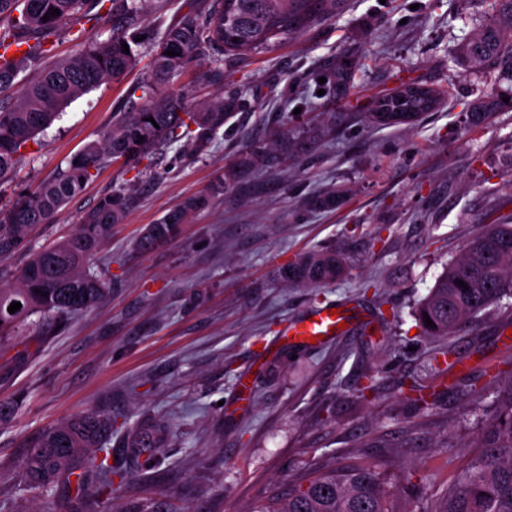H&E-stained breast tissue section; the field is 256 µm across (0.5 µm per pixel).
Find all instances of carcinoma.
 Returning <instances> with one entry per match:
<instances>
[{
	"label": "carcinoma",
	"mask_w": 512,
	"mask_h": 512,
	"mask_svg": "<svg viewBox=\"0 0 512 512\" xmlns=\"http://www.w3.org/2000/svg\"><path fill=\"white\" fill-rule=\"evenodd\" d=\"M490 19L466 43L463 52L469 63L487 72L512 74V0H481ZM89 0H0V43L7 39L32 43L19 58L34 64L42 55L39 38L53 34L66 20L82 14ZM60 14L43 21L48 9ZM336 0H211L201 9L189 8L169 29L156 52L153 75L138 89L146 104L137 112H118L104 139L92 142L69 161L68 167L42 184L27 200L0 209V258L28 252L20 270L8 286L0 287V351L14 346L16 337L40 320L45 336L65 317L89 311L102 303L110 288L87 266L89 257L107 241L112 225L119 223L129 199L121 191L103 195L93 209L79 219L70 235L40 250L28 248L30 232L49 222L92 177L89 169L115 162L139 163L163 146L184 142L196 154L208 151L212 139L224 128L237 108V99L223 96L199 109L188 107L181 98L154 97L159 81L173 79L207 47L218 46L229 56L260 53L280 44L319 17L330 15ZM137 0H111L112 16L132 17ZM135 44V35L114 29L100 42L84 44L68 61L42 71L40 79L26 86L8 108L0 106V178L23 156L34 136L49 126L60 108L105 79H117L137 62L134 50L124 52L121 43ZM178 55L168 56L166 52ZM439 104L436 91L408 84L380 99L370 113L378 126L387 122V112L433 111ZM500 106L488 94L471 107L473 123ZM153 118L154 122L147 121ZM207 197L194 196L181 208L149 225L136 243L143 253L172 239L188 215L206 205ZM345 272L341 254L330 249L308 253L282 268V279L292 285L327 284ZM463 281L467 288L457 285ZM512 299V224H489L467 247L460 260L449 264L415 315L422 334L445 339L467 319L489 306ZM21 303L11 314L8 307ZM430 318L435 327L425 325ZM19 408L16 400H0V426L12 423ZM114 420L105 413L89 412L42 430L27 442L25 491L42 493L60 481L75 479L76 508H87L96 499L84 472V455L103 448L112 434ZM167 427L136 424L124 433L122 446L128 462L120 467L101 466L120 480L150 468L141 459L145 448H163ZM478 452L456 483L445 492L442 505L432 512H512V378L504 394L497 396L493 417L477 435ZM395 492L382 474L371 466L346 464L327 471L314 470L288 483V491H273L250 512H399Z\"/></svg>",
	"instance_id": "1"
}]
</instances>
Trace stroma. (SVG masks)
I'll return each mask as SVG.
<instances>
[{"label": "stroma", "mask_w": 512, "mask_h": 512, "mask_svg": "<svg viewBox=\"0 0 512 512\" xmlns=\"http://www.w3.org/2000/svg\"><path fill=\"white\" fill-rule=\"evenodd\" d=\"M190 0H143L136 67L66 104L4 180L0 207L65 169L102 140L119 109L143 102L164 31ZM108 0L50 35L39 64L0 92V104L43 66L112 32ZM486 18L479 0H336L335 11L277 47L237 59L204 49L157 95L202 106L218 93L241 106L201 155L171 146L135 167L108 164L31 245L72 233L98 198L133 205L90 260L107 299L42 341L0 356V399L17 398L0 427V512H65L74 487L24 489L26 442L94 409L117 422L165 420L172 439L146 474L112 482L98 512H247L274 487L342 461L375 466L409 512H430L467 466L476 432L512 377V311L490 307L449 341L417 335L414 311L449 262L490 222L512 221V108L471 126L483 93L512 83L469 68L464 44ZM346 72V93L335 90ZM408 83L441 91L416 123L372 124L375 101ZM262 146V166L243 164ZM222 192L211 193L219 178ZM341 193L333 209L316 198ZM209 194L176 236L144 254L134 243L184 199ZM340 251L348 274L290 286L278 269L299 255ZM363 310L364 329L311 348L285 325L327 303ZM419 384L427 405L412 401Z\"/></svg>", "instance_id": "35a3bbf8"}]
</instances>
